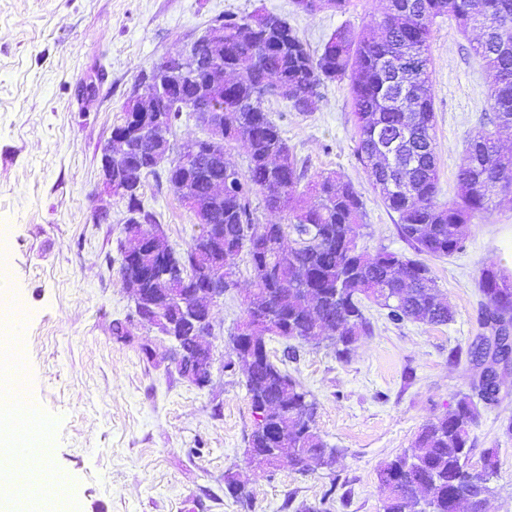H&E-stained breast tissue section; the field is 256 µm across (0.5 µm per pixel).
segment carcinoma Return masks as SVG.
<instances>
[{"label":"carcinoma","instance_id":"1","mask_svg":"<svg viewBox=\"0 0 512 512\" xmlns=\"http://www.w3.org/2000/svg\"><path fill=\"white\" fill-rule=\"evenodd\" d=\"M297 10L313 15L323 8L342 11L347 0H294ZM448 16L464 30L477 32L472 50L488 79L487 107L495 130L468 142L456 172L457 195L440 205L435 115L429 73L431 29ZM209 28L224 30V95L213 104L224 109L225 158L234 144L244 147L247 167L225 160L224 199L210 223L224 229L215 240L202 223L195 201L209 196L213 173L206 139L197 154L176 142L147 132L128 141L125 156L112 160V184L127 203L123 250L152 265L175 250L165 235L147 232L158 213L140 205L148 177L166 185L194 215L199 234L179 253L188 287L216 264L224 266V291L237 286L240 256L250 266L253 290L245 300L240 326L229 347L244 369L253 407L264 406L285 437L256 424L245 453L253 461L275 466L286 459L298 471L332 463L334 448L314 424L315 403L268 350L283 337L308 343L326 340L339 360L371 335L365 302L387 310L393 323L412 320L431 325L453 321L454 311L439 295L431 268L420 259L384 250L368 254L358 246L363 226L362 194L348 180L330 172L308 176L265 109L268 93L288 100L297 112H308L327 82L348 79L358 131L356 156L372 189L398 214L401 238L417 255L450 256L466 248L472 220L490 209L494 196L512 191V154L503 152L499 133L512 129V0H386L382 13L365 28L340 27L319 52L290 23L277 15L231 13ZM197 76L208 75L212 42L200 37L190 46ZM192 93L174 100L161 113L171 137L193 117ZM167 153L175 167L162 175L153 158ZM273 220L264 224L256 204ZM124 287L175 292L166 276L140 280L133 267L120 265ZM476 288L487 300L481 326L505 328L512 322V276L491 262L480 270ZM176 361L180 374L195 358L204 333L184 324ZM499 399L463 393L455 408L428 423L416 435L410 454L386 462L378 472L388 490L384 512H482L498 471V452H481L476 479L463 471L472 452L470 427L478 405Z\"/></svg>","mask_w":512,"mask_h":512}]
</instances>
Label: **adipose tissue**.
<instances>
[{
    "label": "adipose tissue",
    "instance_id": "1",
    "mask_svg": "<svg viewBox=\"0 0 512 512\" xmlns=\"http://www.w3.org/2000/svg\"><path fill=\"white\" fill-rule=\"evenodd\" d=\"M52 431L36 408L0 393V512H69L74 493L56 490L35 450Z\"/></svg>",
    "mask_w": 512,
    "mask_h": 512
}]
</instances>
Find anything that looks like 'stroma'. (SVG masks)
<instances>
[{"instance_id": "1", "label": "stroma", "mask_w": 512, "mask_h": 512, "mask_svg": "<svg viewBox=\"0 0 512 512\" xmlns=\"http://www.w3.org/2000/svg\"><path fill=\"white\" fill-rule=\"evenodd\" d=\"M382 0H349L345 11L307 15L292 0H0V230L9 241L26 331L16 358L25 394L49 416L43 454L61 491L76 490L74 512H384L380 467L410 450L429 420L455 407L469 388L467 358L450 361L480 332L475 281L489 262L512 272V194L468 227L466 248L429 258L452 322H390L368 304L371 336L349 360L331 347L300 344L289 373L316 404L315 425L338 450L335 464L306 473L259 466L244 454L255 415L238 368L227 367L228 338L243 318L246 259L239 289L213 308L212 377L197 387L178 373L168 343L136 314L118 269L126 210L101 187V150L135 81L153 63L188 50L222 13L261 10L288 18L310 49L339 27L362 29ZM474 33L435 20L430 39L439 183L437 200L456 193L468 141L488 131L487 78L471 46ZM273 121L309 173L334 171L361 192L366 216L359 244L408 253L389 210L359 164L348 81L326 84L314 109L265 101ZM159 222L177 250L199 228L185 206L147 179ZM109 220L96 222L98 212ZM123 322L127 335L112 333ZM153 357H146L144 347ZM502 399L481 410L470 431L468 467L494 448L499 468L485 512H512V366L501 372ZM250 493L230 495L225 471Z\"/></svg>"}]
</instances>
